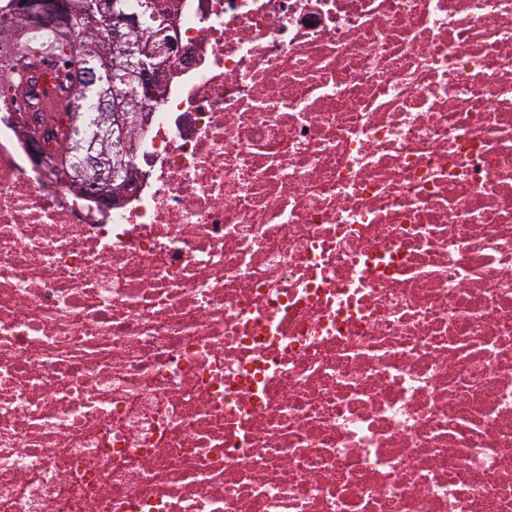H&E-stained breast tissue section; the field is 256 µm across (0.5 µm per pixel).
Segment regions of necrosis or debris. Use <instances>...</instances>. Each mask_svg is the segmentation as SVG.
I'll return each mask as SVG.
<instances>
[{
    "label": "necrosis or debris",
    "mask_w": 512,
    "mask_h": 512,
    "mask_svg": "<svg viewBox=\"0 0 512 512\" xmlns=\"http://www.w3.org/2000/svg\"><path fill=\"white\" fill-rule=\"evenodd\" d=\"M99 207L0 100V512H512V0H173ZM163 61V57L154 58L153 62L155 64H161ZM168 62V57L165 59L164 64L161 65H151V66H141L139 70L136 72V77L138 79L139 85L146 95L147 98H156L158 93V88L160 86V72L163 66Z\"/></svg>",
    "instance_id": "1"
}]
</instances>
